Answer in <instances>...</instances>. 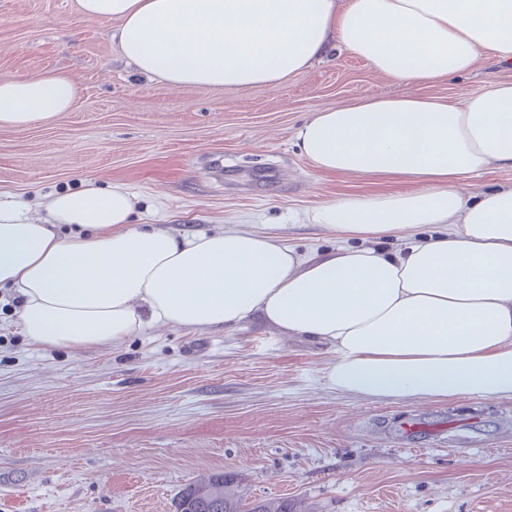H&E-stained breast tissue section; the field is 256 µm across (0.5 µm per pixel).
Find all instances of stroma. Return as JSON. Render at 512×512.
I'll list each match as a JSON object with an SVG mask.
<instances>
[{
	"label": "stroma",
	"instance_id": "1",
	"mask_svg": "<svg viewBox=\"0 0 512 512\" xmlns=\"http://www.w3.org/2000/svg\"><path fill=\"white\" fill-rule=\"evenodd\" d=\"M115 30L74 0H0V81L56 70L77 89L55 120L0 127L1 195L37 216L83 181L122 184L138 224L264 229L303 255L339 247L312 212L382 186L317 170L296 128L315 108L407 85L343 51L278 88L174 90L135 72ZM502 81L512 64L482 55L415 91L448 99ZM17 316L0 295V512H173L182 488L218 472L235 495L298 512H512V398L342 395L323 383L331 352L255 320L74 352L31 342Z\"/></svg>",
	"mask_w": 512,
	"mask_h": 512
}]
</instances>
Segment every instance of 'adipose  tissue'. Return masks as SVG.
Masks as SVG:
<instances>
[{
	"label": "adipose tissue",
	"instance_id": "adipose-tissue-1",
	"mask_svg": "<svg viewBox=\"0 0 512 512\" xmlns=\"http://www.w3.org/2000/svg\"><path fill=\"white\" fill-rule=\"evenodd\" d=\"M117 22L137 72L173 88L282 86L340 48L405 84L452 78L479 52L512 62V0H75ZM62 72L0 81V126L70 111ZM297 146L320 171L396 184L316 209L345 247L302 256L266 231L179 236L133 223L122 185L50 195L33 219L0 198V288L47 349L119 346L153 325L258 319L335 355L325 385L377 402L512 397V82L449 100L405 93L314 109ZM355 246H348V239ZM394 238L387 253L374 240ZM512 186V169L491 167L480 177L470 180L468 190L477 193L488 189L508 188Z\"/></svg>",
	"mask_w": 512,
	"mask_h": 512
}]
</instances>
